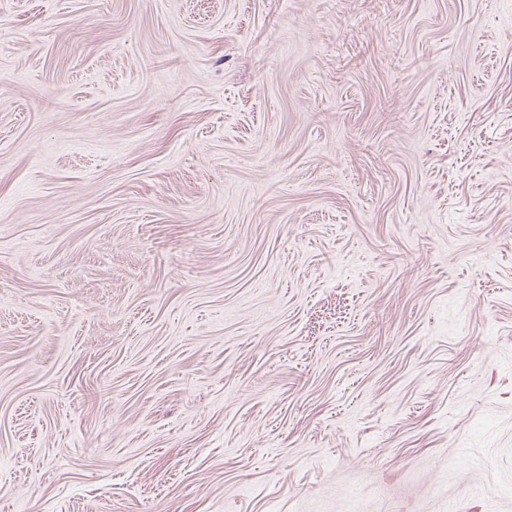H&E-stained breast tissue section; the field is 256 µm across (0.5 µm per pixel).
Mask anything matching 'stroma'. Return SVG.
Wrapping results in <instances>:
<instances>
[{"label":"stroma","instance_id":"35a3bbf8","mask_svg":"<svg viewBox=\"0 0 512 512\" xmlns=\"http://www.w3.org/2000/svg\"><path fill=\"white\" fill-rule=\"evenodd\" d=\"M0 512H512V0H0Z\"/></svg>","mask_w":512,"mask_h":512}]
</instances>
